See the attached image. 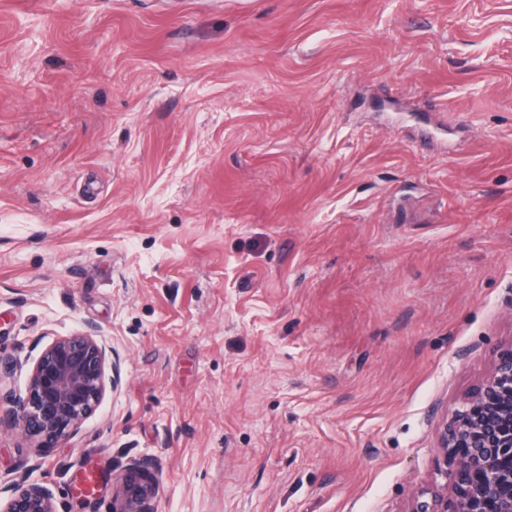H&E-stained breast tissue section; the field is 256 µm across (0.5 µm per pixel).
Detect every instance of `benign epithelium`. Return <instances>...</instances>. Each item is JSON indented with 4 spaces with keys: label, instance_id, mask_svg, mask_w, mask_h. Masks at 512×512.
<instances>
[{
    "label": "benign epithelium",
    "instance_id": "benign-epithelium-1",
    "mask_svg": "<svg viewBox=\"0 0 512 512\" xmlns=\"http://www.w3.org/2000/svg\"><path fill=\"white\" fill-rule=\"evenodd\" d=\"M112 346L94 324L55 336L33 359L25 390H0L7 418L38 448L71 435L120 381ZM439 448L455 463L442 471L443 489L423 487L409 512H512V342L496 355L491 373L473 392ZM153 462L142 458L120 478L112 512H155ZM0 512H56L53 491L23 479L7 488Z\"/></svg>",
    "mask_w": 512,
    "mask_h": 512
}]
</instances>
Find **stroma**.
Returning <instances> with one entry per match:
<instances>
[{
	"instance_id": "stroma-1",
	"label": "stroma",
	"mask_w": 512,
	"mask_h": 512,
	"mask_svg": "<svg viewBox=\"0 0 512 512\" xmlns=\"http://www.w3.org/2000/svg\"><path fill=\"white\" fill-rule=\"evenodd\" d=\"M88 323L117 388L1 488L408 512L512 341V0H0V354ZM152 466L150 458H142L126 470L113 494L110 512H155L156 486L149 477Z\"/></svg>"
}]
</instances>
